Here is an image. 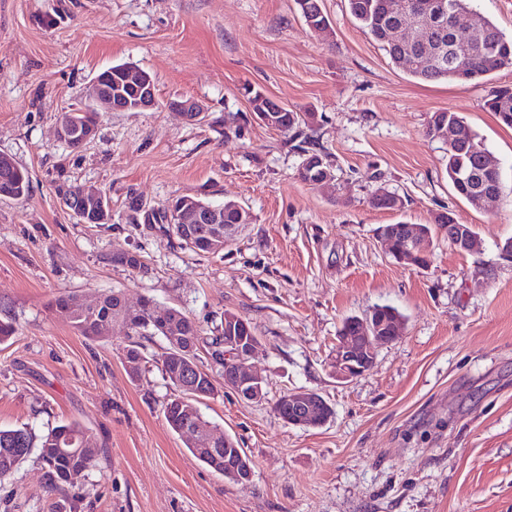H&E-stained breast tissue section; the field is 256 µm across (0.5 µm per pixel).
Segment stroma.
Masks as SVG:
<instances>
[{
  "label": "stroma",
  "mask_w": 512,
  "mask_h": 512,
  "mask_svg": "<svg viewBox=\"0 0 512 512\" xmlns=\"http://www.w3.org/2000/svg\"><path fill=\"white\" fill-rule=\"evenodd\" d=\"M321 4L327 36L295 0H0V153L32 182L28 198L0 200V320L18 328L0 345V428L39 436L75 422L103 446L82 498L48 492L32 456L0 479V512H512V259L500 253L512 239V127L484 107L492 87L512 85V68L473 82L415 79L347 0ZM55 12L61 22L43 26ZM124 62L153 77L157 107L100 113L81 148L58 140L62 115ZM251 88L314 114L315 147L335 169L329 192L300 179L289 135L254 118ZM186 99L202 121L169 109ZM442 111L497 158L496 207L474 209L453 190L448 148L426 134ZM62 183L103 193L111 223H77ZM380 185L402 210L373 207ZM178 196L239 202L252 221L224 252L197 255L144 218ZM440 213L473 225L480 251L441 233L420 269L376 236ZM122 252L141 267L114 263ZM111 290L180 309L207 337L224 312L249 323L264 400L222 388L199 405L246 449L249 485L190 455L164 418L172 388L160 367L143 364L131 380L121 324L92 341L50 307L61 294ZM382 304L404 315L401 336L364 375L338 381L342 320ZM293 390L319 393L332 418L285 423L274 404Z\"/></svg>",
  "instance_id": "obj_1"
}]
</instances>
